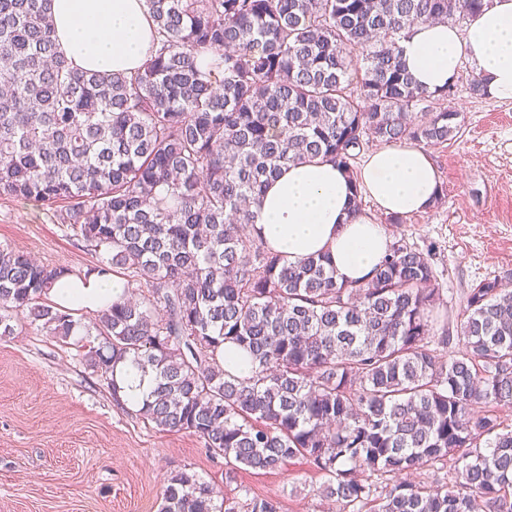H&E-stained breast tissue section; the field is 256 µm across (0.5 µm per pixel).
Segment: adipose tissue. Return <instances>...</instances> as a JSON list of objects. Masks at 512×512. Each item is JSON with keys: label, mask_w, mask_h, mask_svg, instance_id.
I'll return each instance as SVG.
<instances>
[{"label": "adipose tissue", "mask_w": 512, "mask_h": 512, "mask_svg": "<svg viewBox=\"0 0 512 512\" xmlns=\"http://www.w3.org/2000/svg\"><path fill=\"white\" fill-rule=\"evenodd\" d=\"M59 51L77 71L131 74L148 61L154 25L142 0H51ZM402 59L416 83L438 92L455 83L463 61L475 64L489 95L512 100V0H491L471 17L465 34L447 22L413 28L401 43ZM351 187L328 160L283 169L267 186L253 231L284 261L328 255L340 282L367 279L384 258L389 237L377 214L407 217L429 210L441 182L429 154L409 144L370 153ZM370 197L375 212L354 211L355 193ZM109 274L51 288L58 305L94 311L122 295Z\"/></svg>", "instance_id": "1"}]
</instances>
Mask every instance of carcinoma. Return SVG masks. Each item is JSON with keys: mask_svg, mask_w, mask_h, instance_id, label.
<instances>
[{"mask_svg": "<svg viewBox=\"0 0 512 512\" xmlns=\"http://www.w3.org/2000/svg\"><path fill=\"white\" fill-rule=\"evenodd\" d=\"M485 0H144L155 53L128 75L77 72L50 0H0V197L50 207L98 257L82 272L0 245V337L26 311L83 351L152 374L142 418L224 457V477L302 460L341 512H512V288L469 290L435 335L432 264L391 242L370 280L288 264L251 231L281 169L327 158L352 181L369 140L436 146L459 113L418 87L401 41ZM363 65L352 68L351 57ZM425 105L423 115L416 109ZM140 289L89 323L49 301L64 276ZM255 365L230 372L229 352ZM187 469L160 512H281Z\"/></svg>", "mask_w": 512, "mask_h": 512, "instance_id": "1", "label": "carcinoma"}]
</instances>
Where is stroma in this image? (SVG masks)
I'll return each mask as SVG.
<instances>
[{
	"label": "stroma",
	"instance_id": "stroma-1",
	"mask_svg": "<svg viewBox=\"0 0 512 512\" xmlns=\"http://www.w3.org/2000/svg\"><path fill=\"white\" fill-rule=\"evenodd\" d=\"M475 74L463 63L447 101L460 132L428 149L441 204L398 224L377 217L390 237L429 256L454 335L469 288L512 284V100L473 97ZM0 244L50 266L97 263L53 223L49 207L23 200L0 198ZM11 326L0 338V512H159L164 480L180 468L231 497L245 488L278 497L282 512H339L319 491L321 475L299 460L284 472L243 470L226 482L223 457L199 438L161 430L116 402L76 350L27 314H15Z\"/></svg>",
	"mask_w": 512,
	"mask_h": 512
}]
</instances>
